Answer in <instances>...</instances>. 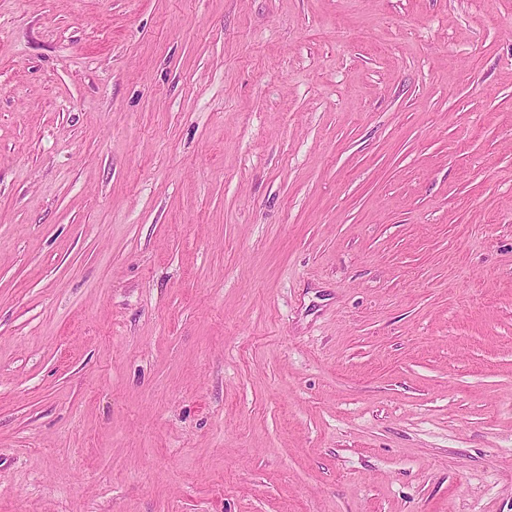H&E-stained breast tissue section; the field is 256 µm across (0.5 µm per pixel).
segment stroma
<instances>
[{"mask_svg": "<svg viewBox=\"0 0 512 512\" xmlns=\"http://www.w3.org/2000/svg\"><path fill=\"white\" fill-rule=\"evenodd\" d=\"M0 512H512V0H0Z\"/></svg>", "mask_w": 512, "mask_h": 512, "instance_id": "1", "label": "stroma"}]
</instances>
